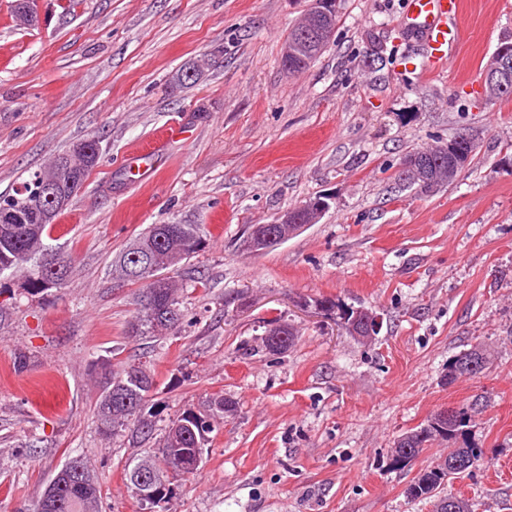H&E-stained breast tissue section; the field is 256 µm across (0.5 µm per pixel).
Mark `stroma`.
I'll return each instance as SVG.
<instances>
[{
  "label": "stroma",
  "instance_id": "35a3bbf8",
  "mask_svg": "<svg viewBox=\"0 0 512 512\" xmlns=\"http://www.w3.org/2000/svg\"><path fill=\"white\" fill-rule=\"evenodd\" d=\"M403 3L341 0L333 43L290 75L282 50L307 0H38L29 28L0 0V195L87 137L102 154L47 240L72 257L66 287L31 295L0 275V512H32L74 455L93 465L102 512H140L128 462L216 394L236 410L214 419L200 473L157 512H434L408 488L447 442L402 470L390 460L445 407L471 408L484 456L447 492L512 512V97L479 94L512 41V0H465L460 48L431 77L387 58L420 51ZM201 59L197 83H174ZM176 121L191 138L157 144ZM467 130L478 147L452 185L394 190L408 152ZM319 195L332 202L318 224L238 250L249 225ZM150 224H201L207 241L178 274L177 329L135 340L138 288L110 268ZM321 298L376 311L380 331L365 343L301 305ZM274 318L296 345L247 354ZM479 343L488 368L449 378ZM104 356L153 377L150 438H102ZM474 356L480 357L482 361V370L486 368V366L490 362V352L484 346H474L471 349L461 353L457 357H455L452 361L448 363V376L455 378L456 376L469 375L475 377L477 375H473L468 370V363L470 359Z\"/></svg>",
  "mask_w": 512,
  "mask_h": 512
}]
</instances>
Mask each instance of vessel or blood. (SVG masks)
<instances>
[{
	"label": "vessel or blood",
	"instance_id": "obj_1",
	"mask_svg": "<svg viewBox=\"0 0 512 512\" xmlns=\"http://www.w3.org/2000/svg\"><path fill=\"white\" fill-rule=\"evenodd\" d=\"M464 0H406L403 22L421 47V71H443L460 43Z\"/></svg>",
	"mask_w": 512,
	"mask_h": 512
}]
</instances>
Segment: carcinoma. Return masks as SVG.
I'll return each mask as SVG.
<instances>
[{
    "instance_id": "obj_1",
    "label": "carcinoma",
    "mask_w": 512,
    "mask_h": 512,
    "mask_svg": "<svg viewBox=\"0 0 512 512\" xmlns=\"http://www.w3.org/2000/svg\"><path fill=\"white\" fill-rule=\"evenodd\" d=\"M90 150L72 169L75 191H80L93 169L100 161L99 141L87 138L80 142ZM42 171L33 172L22 182L31 190V197L12 194L0 195V205L6 204L13 211L12 223L0 224V275L6 271H20L31 293H42L52 288L66 287L72 257L55 251L45 244L49 229L57 216L47 221L42 210L33 204L41 193L39 177ZM205 244L204 227L201 224H151L138 233L122 248L112 262V273L122 283L140 285L135 315L128 323L127 334L131 337L157 338L176 329L182 319L179 307L180 286L170 273L197 253ZM297 340V332L291 325L283 324L282 335L276 338H260V343L251 348L253 352L278 354L288 351ZM474 356L481 358L482 366L490 362V352L484 346H474L448 363V376L468 375V363ZM102 381L95 409L99 432L110 437L130 430L143 436L153 431L152 420L146 418L145 406L148 393L153 387V378L140 366L125 363L119 369L111 362L101 365ZM471 415L469 409L455 411L448 424L436 427H421L402 436L404 444L392 454V466L403 469L415 460L434 441H451L447 457L427 466L408 489L414 499L452 500L453 512H472L468 500L444 493L445 486L469 468L461 467L467 459L479 461L482 450L471 445L467 430ZM183 418L173 419L163 436L157 451L133 460L126 469L125 477L130 486H135L134 472L137 469L159 468L168 455L180 449L192 457L194 449L205 447L207 435L213 431L211 424L193 426L189 430L180 425ZM81 468V474H72L60 479L55 487L61 506L46 504L48 493H43L33 512H100L101 486L94 471L85 459L78 455L69 458ZM184 480L176 471L172 479L157 481L153 495L137 497L142 512H155V508L167 502L172 486Z\"/></svg>"
}]
</instances>
